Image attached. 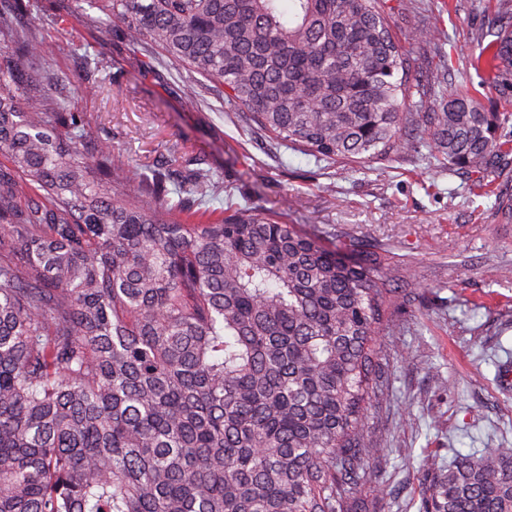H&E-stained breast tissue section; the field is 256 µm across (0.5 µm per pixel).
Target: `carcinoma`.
I'll list each match as a JSON object with an SVG mask.
<instances>
[{
  "label": "carcinoma",
  "mask_w": 512,
  "mask_h": 512,
  "mask_svg": "<svg viewBox=\"0 0 512 512\" xmlns=\"http://www.w3.org/2000/svg\"><path fill=\"white\" fill-rule=\"evenodd\" d=\"M215 83L272 141L326 161L418 143L483 184L512 153L475 97L416 111L388 0H94ZM0 0V512H355L385 307L377 257L256 208L218 219L126 186L81 118L19 106L37 43ZM512 81V0L474 38ZM495 213L512 224V194ZM423 512H512V448L458 455Z\"/></svg>",
  "instance_id": "1"
}]
</instances>
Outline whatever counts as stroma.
<instances>
[{"label":"stroma","instance_id":"obj_1","mask_svg":"<svg viewBox=\"0 0 512 512\" xmlns=\"http://www.w3.org/2000/svg\"><path fill=\"white\" fill-rule=\"evenodd\" d=\"M24 2L17 24L44 47L34 68L59 78L30 83L26 94L44 95L51 109L67 101L88 152L110 143L147 194L196 198L194 175L205 168L222 187L206 208L254 206L347 256L370 251L403 270L404 297L386 308L378 336L380 391L365 434L382 454L357 489L361 512H422L435 474L456 454L512 448V224L499 223L492 194L512 173L480 189L465 170L430 167L414 152L362 164L317 160L268 139L202 76L132 44L92 0ZM495 7L404 0L394 30L402 38L435 25V41L411 47L420 59L411 82L451 66L457 86L512 139V89L474 65L471 34Z\"/></svg>","mask_w":512,"mask_h":512}]
</instances>
